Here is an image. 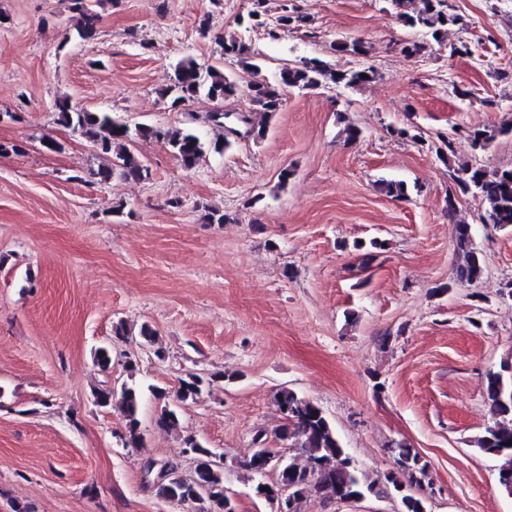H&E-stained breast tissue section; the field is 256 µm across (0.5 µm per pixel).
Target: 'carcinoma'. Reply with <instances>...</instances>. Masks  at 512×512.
Wrapping results in <instances>:
<instances>
[{
	"label": "carcinoma",
	"instance_id": "cac0c4a2",
	"mask_svg": "<svg viewBox=\"0 0 512 512\" xmlns=\"http://www.w3.org/2000/svg\"><path fill=\"white\" fill-rule=\"evenodd\" d=\"M66 2L69 11L79 16L77 38L82 41L95 39L100 22L96 9L87 6L85 0ZM386 2L405 26L426 35L438 44L446 39L448 28L461 22L460 16L452 12V7L443 0ZM245 19L246 28H264L272 35L274 29H288L303 21L304 17L293 16L285 10L272 22L269 20L266 0H254L253 9L247 13ZM199 34L214 41L216 53L234 58L242 66L254 70L256 79L242 90L218 66H204L186 58L175 65L170 83L157 90L159 97L167 101L170 110L178 111L201 97L222 104L224 100L238 94L245 96L250 101L252 113L260 115V121L253 124L245 116L239 118V121L250 125L248 133L255 140L265 137L267 121L281 110L285 92L315 91L331 85L356 89L372 82L377 75L371 66L340 70L330 62L313 57L282 68L278 77L270 81L261 76L262 65L237 37L227 38L219 33H211L206 18L200 22ZM334 51L359 57L369 55L368 47L361 41L338 43ZM57 110L59 124L80 132L101 153H115L113 166L97 171L98 180L101 182L109 181L116 170L128 180L140 181L148 178V168L134 155L122 150L124 143L136 138L164 144L187 169L194 167L207 150L220 153L231 145L226 139L208 143L195 132L180 128L146 124L131 128L107 112L80 108L68 100L58 102ZM508 134H512V124L473 129L469 131L468 137L473 150L484 151L498 137ZM435 154L451 169L453 189L448 191V215L455 214L459 197L469 196L481 207L482 223L495 228L512 225V168L488 169L471 162L453 166L451 162L455 150L453 140L449 137H439ZM378 189L391 198L405 199L408 195V185L400 180L381 178L378 180ZM455 246L462 258V262L456 267L457 280L466 283L477 281L482 276L483 265L473 247L471 225L461 221L456 224ZM511 371L512 364L507 363L501 365L500 371L487 374L484 397L489 406L491 424L475 441L476 448L480 451L506 457L498 472V484L509 495H512V445H507V442H512V381L504 380V373ZM205 384L206 380L200 375L188 374L180 380L176 391L177 401L184 405L197 402ZM94 399L96 405L103 408L118 402L128 420L123 446L139 447L142 399L139 388L127 383L118 389L105 387L94 394ZM273 401L282 420L278 438L288 443V449L305 456L302 464L293 461L280 464L276 460L280 450L265 446L266 433L259 430L253 436L252 443L255 448L243 466L259 478L254 491H264L265 500L272 504L273 512H281L282 495L287 499H294L293 512H300L302 501L313 494L325 501L336 502L353 497H393L399 500L401 512H427L425 500L411 493V490L423 487V482L428 477L427 464L421 461L414 449L398 444L394 448L397 472L385 476L383 482L372 480L357 467L345 450L335 428L320 406L286 386L275 392ZM185 447L199 449L194 476L181 479L178 467L167 465L178 480L174 483L169 480L155 483L158 496L168 499L172 485L175 484L182 497L193 504L202 502L199 512H234L224 490V468L210 464L209 455L212 451L193 436L185 439ZM263 456L275 457L270 466L273 467L276 477L269 483L261 481L268 474V471L258 465V460Z\"/></svg>",
	"mask_w": 512,
	"mask_h": 512
}]
</instances>
